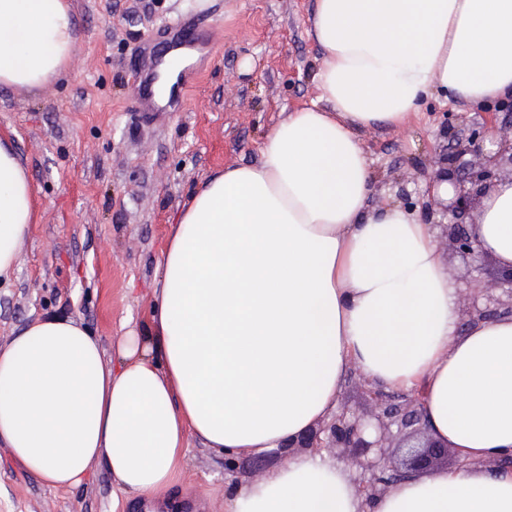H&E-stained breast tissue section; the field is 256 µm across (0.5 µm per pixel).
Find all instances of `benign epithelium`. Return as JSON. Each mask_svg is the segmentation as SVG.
Segmentation results:
<instances>
[{"label": "benign epithelium", "mask_w": 512, "mask_h": 512, "mask_svg": "<svg viewBox=\"0 0 512 512\" xmlns=\"http://www.w3.org/2000/svg\"><path fill=\"white\" fill-rule=\"evenodd\" d=\"M442 130L446 144L439 150L437 169L431 180L450 183L454 194L447 200L430 197L425 210L431 216L437 208L448 218L443 233L449 247L464 258L482 259L486 254L475 246L468 225L475 223L473 211L503 173H509L512 178V138L502 139L496 142V149L488 150L485 142L492 127L471 121L463 114L448 115ZM467 155L472 159H465ZM502 280L509 285L507 299L493 294L497 289L494 283L476 289L468 307L467 323L512 314L511 267L503 269ZM481 298L485 299L483 307L479 306ZM368 398L377 409L372 420L357 414L350 416L344 409L331 421H323L311 429L296 443L271 452L269 457L282 461L298 448L312 451L343 448L348 451L347 457L367 473V477L358 481L359 492L367 504L410 473H429L448 464L450 448L428 434L418 394L399 403L385 392L371 389ZM393 426L400 435L398 447L405 449L401 455L385 452L394 441Z\"/></svg>", "instance_id": "7a95c632"}]
</instances>
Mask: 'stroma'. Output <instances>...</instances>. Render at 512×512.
<instances>
[{
  "instance_id": "35a3bbf8",
  "label": "stroma",
  "mask_w": 512,
  "mask_h": 512,
  "mask_svg": "<svg viewBox=\"0 0 512 512\" xmlns=\"http://www.w3.org/2000/svg\"><path fill=\"white\" fill-rule=\"evenodd\" d=\"M78 38L63 72L38 90L0 88V132L9 134L37 190L36 220L17 268L0 283V345L32 321L72 317L102 341L105 358L123 323L143 326L160 250L176 216L224 167L259 162L266 131L317 101L323 52L311 33L314 0H69ZM191 22L209 39L190 72L197 84L160 123L134 109L132 70L146 40ZM250 71H243L244 60ZM435 95L400 126L359 137L376 177L375 201L425 202L445 113ZM467 307L498 263L443 250ZM186 491L159 512H224V458L191 442ZM147 500L112 504V477L94 470L74 489L26 475L0 446V512H146Z\"/></svg>"
}]
</instances>
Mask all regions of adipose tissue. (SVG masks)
Instances as JSON below:
<instances>
[{
  "label": "adipose tissue",
  "instance_id": "adipose-tissue-1",
  "mask_svg": "<svg viewBox=\"0 0 512 512\" xmlns=\"http://www.w3.org/2000/svg\"><path fill=\"white\" fill-rule=\"evenodd\" d=\"M319 104L260 143L258 164L211 177L166 239L143 332L102 342L69 317L0 346V445L25 473L75 488L92 468L125 497L171 495L188 445L260 456L336 409L350 370L418 392L430 432L460 461L365 503L329 457L288 459L228 483L226 512H512V315L461 327L436 229L373 208L358 131L399 126L440 93L512 96V0H315ZM76 41L68 0H0V87L36 89ZM35 192L0 136V280L10 279ZM471 234L512 265V181L483 197ZM497 462L488 470V462Z\"/></svg>",
  "mask_w": 512,
  "mask_h": 512
}]
</instances>
